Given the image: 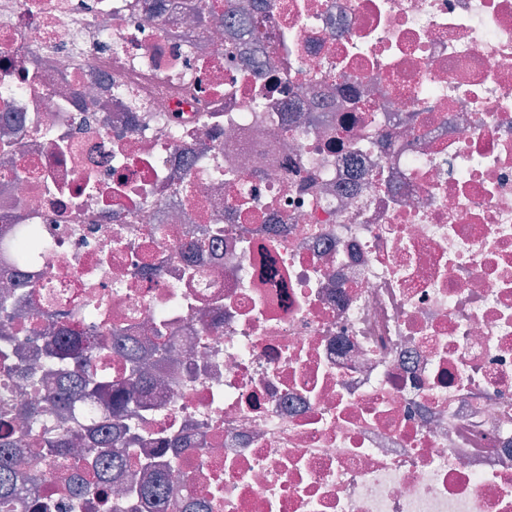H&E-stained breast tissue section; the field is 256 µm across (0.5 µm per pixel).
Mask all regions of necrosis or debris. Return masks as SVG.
Masks as SVG:
<instances>
[{
    "mask_svg": "<svg viewBox=\"0 0 512 512\" xmlns=\"http://www.w3.org/2000/svg\"><path fill=\"white\" fill-rule=\"evenodd\" d=\"M0 0V242L152 350L161 512H512V0ZM207 234L204 252L188 249ZM0 359V439L112 430ZM10 512H145L43 462ZM39 240L31 227L19 230L11 246V252L15 261H25L34 248L39 247Z\"/></svg>",
    "mask_w": 512,
    "mask_h": 512,
    "instance_id": "4bbe7bcc",
    "label": "necrosis or debris"
}]
</instances>
